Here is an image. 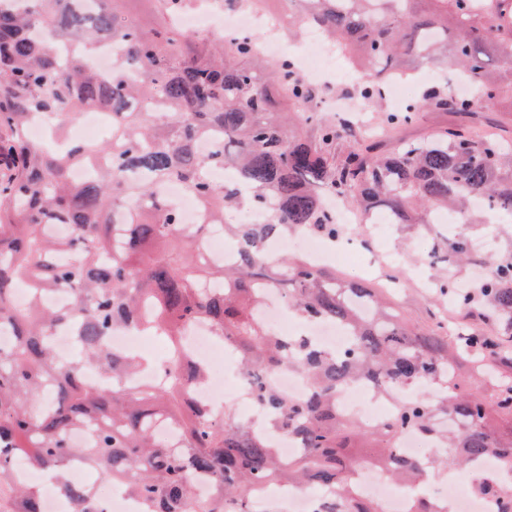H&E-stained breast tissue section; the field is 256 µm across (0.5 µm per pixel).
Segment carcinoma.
<instances>
[{"label":"carcinoma","mask_w":512,"mask_h":512,"mask_svg":"<svg viewBox=\"0 0 512 512\" xmlns=\"http://www.w3.org/2000/svg\"><path fill=\"white\" fill-rule=\"evenodd\" d=\"M25 2L0 6V328L13 336L11 346L0 348V503L11 502L0 512H41L37 490L18 483L27 466L54 479L74 512H96L89 486L66 478L76 460L150 498L154 512H249L251 491L284 481L325 491V512H336L338 501L350 512H381L356 498L353 475L371 465L423 484L433 461L395 451L407 429L438 437L454 464L472 469L489 462L512 474V385L472 393L456 361L460 353H502L512 332L469 334L450 344L384 306L380 289L339 282L335 272L303 257L271 258L262 249L293 231L336 239L341 225L331 197L368 216L380 210L391 224H429L440 210L475 224L478 198L512 219V149L469 125L477 113L512 99V0H299L307 25L370 70L358 88L366 99L375 98L376 86L411 76L416 62L449 64L467 82L463 96L431 87L408 110L386 116L392 129L423 112H448L456 124L437 137L389 145L360 142L349 122L319 116L323 91L309 86L290 60L264 56L254 36L201 40L172 26L169 18L193 0H152L148 28L127 17L125 0H93L90 9L78 0ZM109 41L125 54L105 74L93 58ZM92 106L111 111L112 140L55 153L28 138L31 115L63 124ZM218 130L222 141L201 153L198 144ZM342 140L353 146L338 156ZM94 155L109 156L108 168L73 183L72 165ZM214 166L231 168L233 178L215 184L207 176ZM170 181L210 215L191 228L195 237L243 202L264 212L262 223L231 230L234 264L213 265L193 251L172 257L171 244L188 235L166 194ZM50 224H67L71 232L52 238ZM472 256V243L459 236L431 259L445 264ZM20 286L31 291L29 311L14 305ZM284 286L295 311L341 322L351 343L328 352L272 335L255 309L266 291ZM436 289L464 311L485 300L512 329L511 258L492 263L475 294L444 281ZM49 291L70 293V306L40 307ZM197 320L232 343L253 378L260 415L298 437L301 456L285 463L254 429L191 403L189 385L203 370L186 364L182 331ZM66 321L79 326L84 351L61 364L49 332ZM125 324L166 338L162 378L90 384L88 365L117 378L144 365L139 354L107 349L112 328ZM285 365L312 378L305 399L291 402L267 384L265 372ZM362 378L387 393L414 387L417 394L395 400L385 421L369 430L336 409V388ZM436 415L454 423L450 433L432 427ZM154 420L176 425L182 447L158 439ZM76 428L93 432L89 446L71 443ZM200 474L212 483L204 501L191 493ZM476 489L512 500V479L480 477ZM410 512H448V506L424 493Z\"/></svg>","instance_id":"cac0c4a2"}]
</instances>
